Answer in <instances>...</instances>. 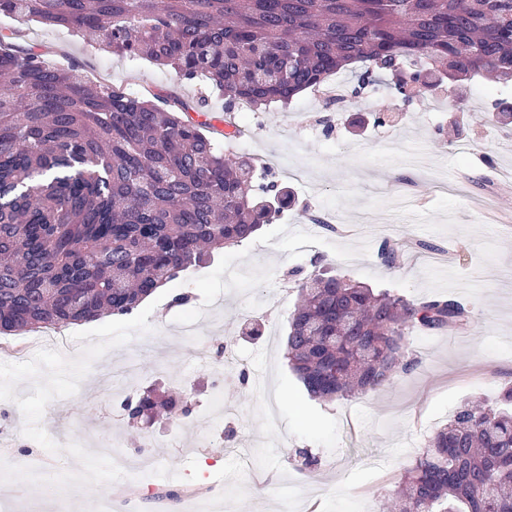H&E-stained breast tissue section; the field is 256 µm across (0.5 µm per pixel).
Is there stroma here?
Returning <instances> with one entry per match:
<instances>
[{
  "label": "stroma",
  "instance_id": "35a3bbf8",
  "mask_svg": "<svg viewBox=\"0 0 512 512\" xmlns=\"http://www.w3.org/2000/svg\"><path fill=\"white\" fill-rule=\"evenodd\" d=\"M21 29L23 47L55 63L78 62L85 75L132 91L151 85L189 104L205 100L214 121L232 120L229 147L254 160L265 180L289 192L283 219L209 264L185 272L132 315L67 328L71 350L40 349L38 332L0 335V429L36 448L39 469L0 471L10 492L0 512H97L116 486L84 443L66 431L79 413L99 441L118 439L129 458L151 434L155 472L119 512H157L146 486L175 489L223 481L227 512H381L430 437L464 403L498 405L512 386V139L498 109L512 104V86L485 78L403 102L391 74L342 107H324L304 92L288 105L224 112V97L204 83H183L167 67L104 55L64 29L0 18V31ZM393 122L377 127L375 113ZM334 222L335 232L311 225ZM399 247L384 267L383 244ZM321 268L377 290L420 302L452 297L470 311L461 330L413 328L405 333L411 367L378 392L323 402L310 399L285 357L289 321L302 274ZM191 295L176 307L174 295ZM232 337L246 371L218 379L212 363ZM34 346L16 362L12 351ZM224 385V441L248 453L205 464L215 434L210 400ZM148 387L191 404L190 415L130 422L122 403ZM317 466L301 470L300 451ZM95 473L77 482L83 470Z\"/></svg>",
  "mask_w": 512,
  "mask_h": 512
}]
</instances>
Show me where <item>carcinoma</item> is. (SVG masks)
I'll list each match as a JSON object with an SVG mask.
<instances>
[{
	"label": "carcinoma",
	"instance_id": "cac0c4a2",
	"mask_svg": "<svg viewBox=\"0 0 512 512\" xmlns=\"http://www.w3.org/2000/svg\"><path fill=\"white\" fill-rule=\"evenodd\" d=\"M79 34L224 94L288 103L331 75L422 61L512 81V0H0V17ZM0 334L125 316L156 288L250 239L290 206L252 194L255 166L177 97L134 96L0 34ZM286 356L308 396L376 391L408 368L410 327L463 329L460 301L411 302L313 272ZM165 402L127 397L130 420ZM393 512H512V413L463 404L404 476Z\"/></svg>",
	"mask_w": 512,
	"mask_h": 512
}]
</instances>
